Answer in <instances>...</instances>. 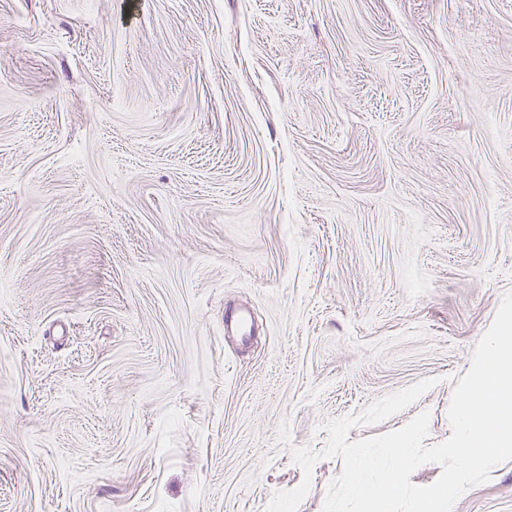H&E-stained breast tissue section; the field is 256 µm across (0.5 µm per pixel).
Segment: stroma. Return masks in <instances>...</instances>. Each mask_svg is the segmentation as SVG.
Masks as SVG:
<instances>
[{
    "label": "stroma",
    "mask_w": 512,
    "mask_h": 512,
    "mask_svg": "<svg viewBox=\"0 0 512 512\" xmlns=\"http://www.w3.org/2000/svg\"><path fill=\"white\" fill-rule=\"evenodd\" d=\"M510 293L512 0H0V512H322Z\"/></svg>",
    "instance_id": "obj_1"
}]
</instances>
